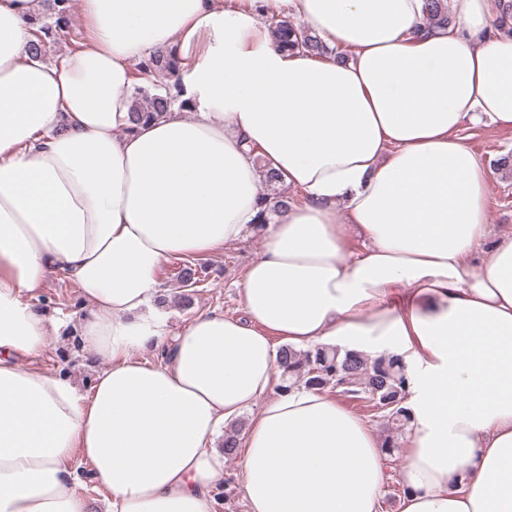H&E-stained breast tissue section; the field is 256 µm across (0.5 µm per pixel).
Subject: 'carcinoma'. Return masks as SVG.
<instances>
[{"mask_svg":"<svg viewBox=\"0 0 512 512\" xmlns=\"http://www.w3.org/2000/svg\"><path fill=\"white\" fill-rule=\"evenodd\" d=\"M48 19L36 17V40L29 46L35 58H44L56 37L71 34V41L80 48L85 41L82 31L71 33L73 0H46ZM428 24L445 28L451 24L448 0H425ZM262 23L269 29L286 52H306L311 55L347 54L327 47L308 27L297 24L282 12H260ZM182 66L176 50L156 51L133 66V108L135 122L158 119L178 100L177 91ZM207 267L183 265L176 275L178 296L184 307L193 303L194 289L208 280ZM282 382L288 387L305 386L322 391H336L352 399L371 402L384 413L387 425L394 431L411 421L410 410L404 406L408 377L406 365L399 357L366 355L338 347L314 345L307 349L283 346L278 350Z\"/></svg>","mask_w":512,"mask_h":512,"instance_id":"cac0c4a2","label":"carcinoma"}]
</instances>
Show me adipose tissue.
I'll return each instance as SVG.
<instances>
[{
	"label": "adipose tissue",
	"instance_id": "obj_1",
	"mask_svg": "<svg viewBox=\"0 0 512 512\" xmlns=\"http://www.w3.org/2000/svg\"><path fill=\"white\" fill-rule=\"evenodd\" d=\"M284 1L351 58L281 51L257 9ZM423 2L80 0L86 45L45 61L38 0H0V512H87L76 454L112 512H217L214 441L260 399L249 512H379L372 427L277 391L280 342L403 359L401 512H512V229L488 223L462 134L512 127V37L498 0H451L444 29ZM173 47L189 109L133 124V65ZM263 167L301 198L264 225L242 316L171 332L159 270L253 232ZM60 271L110 362L84 390L37 366L59 320L35 301Z\"/></svg>",
	"mask_w": 512,
	"mask_h": 512
}]
</instances>
